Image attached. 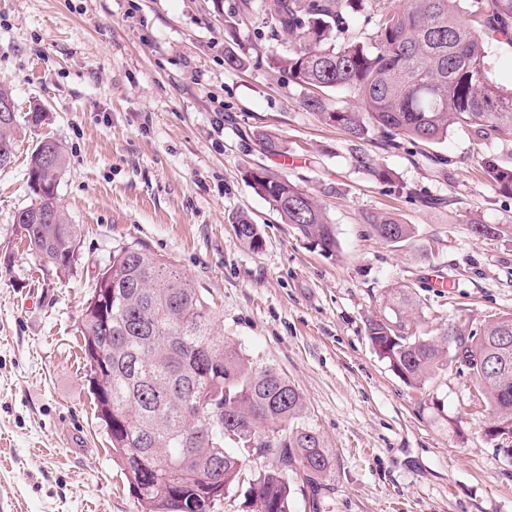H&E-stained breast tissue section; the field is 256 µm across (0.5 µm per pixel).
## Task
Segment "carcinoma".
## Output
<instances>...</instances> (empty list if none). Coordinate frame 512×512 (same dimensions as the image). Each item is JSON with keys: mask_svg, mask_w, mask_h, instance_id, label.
Returning <instances> with one entry per match:
<instances>
[{"mask_svg": "<svg viewBox=\"0 0 512 512\" xmlns=\"http://www.w3.org/2000/svg\"><path fill=\"white\" fill-rule=\"evenodd\" d=\"M261 26L280 51L270 68L288 74L306 94L303 106L344 131L356 165L378 180L390 172L360 148L438 142L454 126L475 139L512 137V87L489 77V45L512 44V0H261ZM367 30L346 33L358 21ZM348 92L354 111L329 107L324 93ZM18 115L0 124V168L14 157ZM260 149L285 156L271 130L254 134ZM479 166L499 190L512 194V166L482 155ZM66 155L54 140L31 153L30 205L15 215V235L57 276L74 272L82 230L57 201ZM245 180L320 251L338 250L336 227L309 191L266 168ZM377 238L395 246L411 240L412 224L374 216ZM235 237L263 248L258 225L233 220ZM412 288L385 302L388 314L367 320L377 354L407 385L423 386L448 366L467 374L491 429L512 432V313L478 326L452 322L455 339L420 335L408 318ZM80 347L115 462L141 512H219L231 488L243 490L246 512H293L296 491L309 489L312 512L331 489L335 454L308 419L302 393L275 367H255L216 331L201 289L140 244L112 251L81 314ZM271 455L275 466L254 470L250 459Z\"/></svg>", "mask_w": 512, "mask_h": 512, "instance_id": "cac0c4a2", "label": "carcinoma"}]
</instances>
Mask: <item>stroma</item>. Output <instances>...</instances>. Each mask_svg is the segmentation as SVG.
Returning a JSON list of instances; mask_svg holds the SVG:
<instances>
[{
  "mask_svg": "<svg viewBox=\"0 0 512 512\" xmlns=\"http://www.w3.org/2000/svg\"><path fill=\"white\" fill-rule=\"evenodd\" d=\"M240 0H0V85L25 125L0 168V512H140L123 488L81 358L79 317L112 251L139 243L188 276L219 315L224 338L256 367L302 392L336 457L321 512H512V460L470 407L455 367L423 388L404 383L366 333L388 289L416 292L420 331L512 313V195L484 178L478 154L512 165V137L363 148L389 169L356 166L348 137L271 72L275 42L244 21L224 63V19ZM41 108L45 119L28 118ZM278 133L284 156L254 132ZM67 154L58 186L82 225V261L60 279L12 233L30 204L31 153L42 139ZM264 167L312 192L336 226L329 256L282 223L245 182ZM414 225L395 248L367 219ZM261 229L253 252L232 219ZM499 227L472 234L470 219ZM446 280L443 288L435 279ZM260 149L269 155L284 156L288 153L285 141L271 130H260L254 134Z\"/></svg>",
  "mask_w": 512,
  "mask_h": 512,
  "instance_id": "obj_1",
  "label": "stroma"
}]
</instances>
